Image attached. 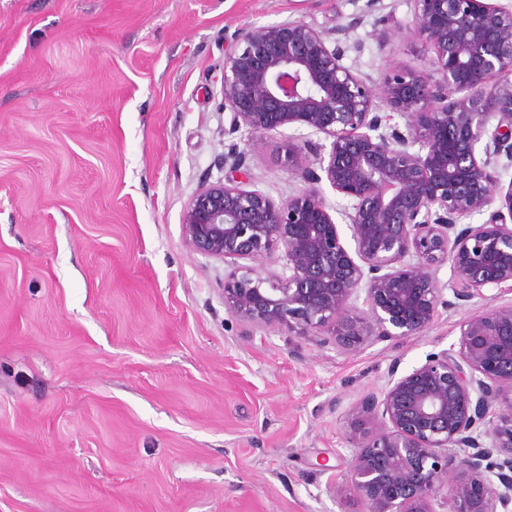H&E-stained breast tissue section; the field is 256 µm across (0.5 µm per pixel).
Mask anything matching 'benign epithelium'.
I'll return each instance as SVG.
<instances>
[{"instance_id":"7a95c632","label":"benign epithelium","mask_w":512,"mask_h":512,"mask_svg":"<svg viewBox=\"0 0 512 512\" xmlns=\"http://www.w3.org/2000/svg\"><path fill=\"white\" fill-rule=\"evenodd\" d=\"M413 2L421 73L376 85L344 65L363 49L347 43L350 25L248 27L225 56L224 134L249 138L228 145L224 166L241 171L258 141L291 128L288 168L305 184L276 203L225 178L184 210L187 245L232 264L224 306L239 321L346 354L421 336L439 309L486 289L512 292V182L497 173L500 159L512 164V8ZM381 103L404 127L387 123ZM323 182L348 201L342 225ZM276 250L284 271L265 277L259 262ZM458 328L457 345L402 373L393 364L353 407L336 495L354 492L363 512H512V303Z\"/></svg>"}]
</instances>
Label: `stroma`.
<instances>
[{"mask_svg":"<svg viewBox=\"0 0 512 512\" xmlns=\"http://www.w3.org/2000/svg\"><path fill=\"white\" fill-rule=\"evenodd\" d=\"M413 0H0V512H361L337 496L350 410L457 343L350 354L246 325L185 207L224 177V58L239 29L353 24L344 63L421 64ZM391 37L380 40L379 35ZM284 137L239 179L303 184Z\"/></svg>","mask_w":512,"mask_h":512,"instance_id":"stroma-1","label":"stroma"}]
</instances>
